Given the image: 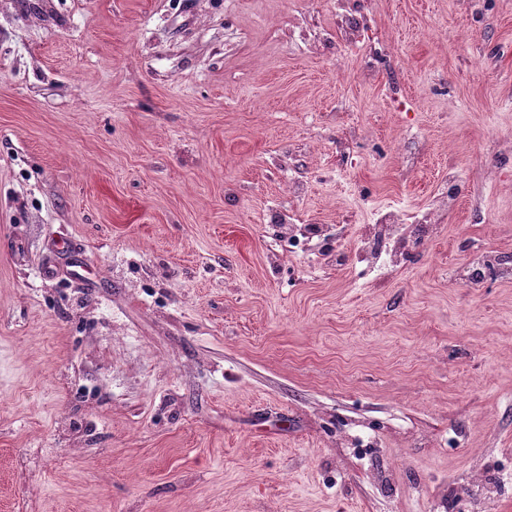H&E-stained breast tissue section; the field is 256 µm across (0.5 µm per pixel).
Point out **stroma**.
I'll list each match as a JSON object with an SVG mask.
<instances>
[{"label":"stroma","mask_w":512,"mask_h":512,"mask_svg":"<svg viewBox=\"0 0 512 512\" xmlns=\"http://www.w3.org/2000/svg\"><path fill=\"white\" fill-rule=\"evenodd\" d=\"M474 483L512 512V0H0V512Z\"/></svg>","instance_id":"1"}]
</instances>
